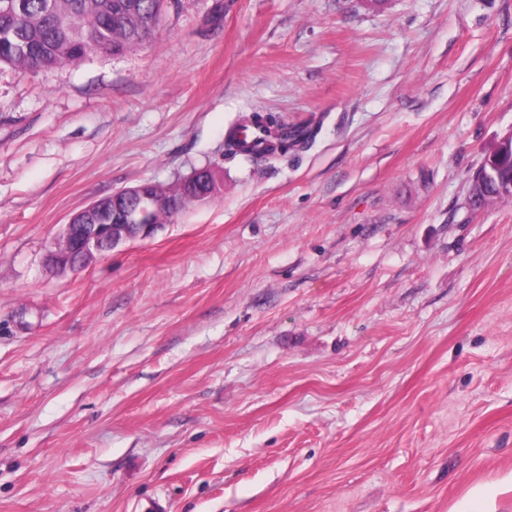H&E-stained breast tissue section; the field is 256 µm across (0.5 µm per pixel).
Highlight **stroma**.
I'll list each match as a JSON object with an SVG mask.
<instances>
[{"label":"stroma","mask_w":512,"mask_h":512,"mask_svg":"<svg viewBox=\"0 0 512 512\" xmlns=\"http://www.w3.org/2000/svg\"><path fill=\"white\" fill-rule=\"evenodd\" d=\"M256 111L307 145L226 156ZM511 133L512 0H169L143 49L0 67V512H512V202L468 203ZM204 179V180H203ZM150 200L134 206V214L140 217V209H145L143 221L152 224H120L125 227L123 236L113 233L112 196L136 197L143 194V186L123 188L120 191L100 198L91 215L81 214L79 223L75 224L72 217L65 225L62 244L51 254L52 264L59 269L74 268L84 265L95 255H101L118 245L134 240H145L154 236L160 224L170 221L192 203H200L207 199L215 189L213 174L206 172L196 180L182 182L175 188L148 182Z\"/></svg>","instance_id":"obj_1"}]
</instances>
